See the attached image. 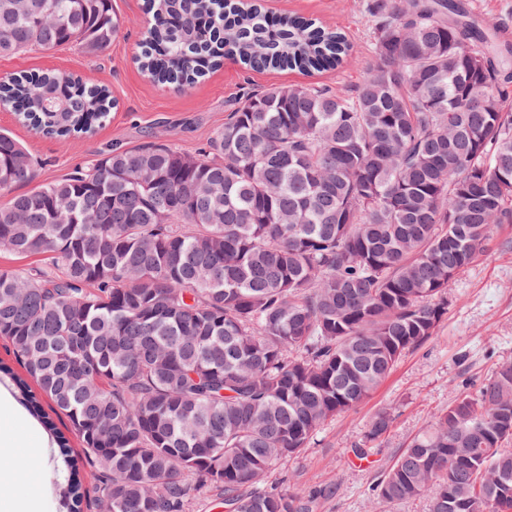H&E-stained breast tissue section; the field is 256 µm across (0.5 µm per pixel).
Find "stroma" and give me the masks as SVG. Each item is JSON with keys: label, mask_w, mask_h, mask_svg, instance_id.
<instances>
[{"label": "stroma", "mask_w": 512, "mask_h": 512, "mask_svg": "<svg viewBox=\"0 0 512 512\" xmlns=\"http://www.w3.org/2000/svg\"><path fill=\"white\" fill-rule=\"evenodd\" d=\"M113 6L123 29L100 55L71 46L0 57V78L21 70L70 71L109 85L116 101L109 121L91 136L67 140L36 134L0 107V129L26 144L37 162L38 183L67 177L110 148L161 141L198 154L242 98L304 80L294 71H252L228 61L189 89L157 84L136 63L148 21L143 0H114ZM263 7L276 16L315 18L346 33L351 59L338 70L314 75L315 83L353 88L363 81L373 57L364 0H263ZM504 360L512 361V224L497 225L491 251L457 277L435 336L406 353L360 406L328 422L309 448L282 461L270 480L287 491L340 486L317 512H428L423 498L375 503L370 488L462 384L478 386ZM384 409L393 419L389 433L366 457H357L371 419ZM0 459L7 462L0 468V512H59L57 485L67 472L55 442L5 385H0Z\"/></svg>", "instance_id": "35a3bbf8"}]
</instances>
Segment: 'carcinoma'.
Returning a JSON list of instances; mask_svg holds the SVG:
<instances>
[{
  "instance_id": "carcinoma-1",
  "label": "carcinoma",
  "mask_w": 512,
  "mask_h": 512,
  "mask_svg": "<svg viewBox=\"0 0 512 512\" xmlns=\"http://www.w3.org/2000/svg\"><path fill=\"white\" fill-rule=\"evenodd\" d=\"M374 60L355 90L312 83L242 99L198 158L113 148L0 205V247L64 273L0 270V337L29 409L65 415L111 512H315L325 492L268 483L356 409L448 315L455 278L512 224V43L459 0H366ZM140 56L191 84L228 58L304 75L340 66L343 32L238 0H147ZM112 0H0V56L107 50ZM0 107L46 135L107 120L106 87L59 72L0 80ZM0 130V191L31 182ZM378 412L365 436L390 431ZM512 361L448 402L371 488L429 512H512ZM60 506L87 488L69 440Z\"/></svg>"
}]
</instances>
